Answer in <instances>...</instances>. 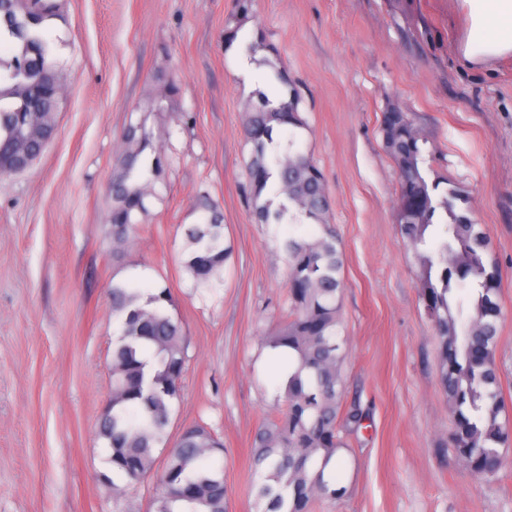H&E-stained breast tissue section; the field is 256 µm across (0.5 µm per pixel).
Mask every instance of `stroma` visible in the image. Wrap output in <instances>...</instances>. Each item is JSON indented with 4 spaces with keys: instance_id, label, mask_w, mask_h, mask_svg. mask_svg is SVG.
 I'll use <instances>...</instances> for the list:
<instances>
[{
    "instance_id": "stroma-1",
    "label": "stroma",
    "mask_w": 512,
    "mask_h": 512,
    "mask_svg": "<svg viewBox=\"0 0 512 512\" xmlns=\"http://www.w3.org/2000/svg\"><path fill=\"white\" fill-rule=\"evenodd\" d=\"M48 22L69 93L58 132L24 172L0 175V512H154L148 478L113 499L99 479L108 449L99 422L112 391L120 320L108 290L140 274L169 289L187 339L181 397L167 445L204 420L224 440L227 512H255L251 444L285 400L268 342L284 323L288 238L317 224H259L246 194L242 126L256 100L237 77L231 28L262 30L258 63L287 73L304 128L281 132L322 169L343 254L340 336L346 401L367 418L338 453L347 494L315 512H512V466L472 479L444 442L439 341L422 301L424 257L396 222L398 174L378 132L389 107L410 113L425 141L427 178L468 196L502 274L495 348L512 406V62L459 64L457 0H60ZM181 90L162 112L165 80ZM166 128L154 143L171 164L147 200L134 243L112 252L107 222L115 147L128 124ZM224 214L231 256L221 279L196 287L182 265L192 202Z\"/></svg>"
}]
</instances>
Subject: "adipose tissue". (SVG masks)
<instances>
[{
  "instance_id": "adipose-tissue-1",
  "label": "adipose tissue",
  "mask_w": 512,
  "mask_h": 512,
  "mask_svg": "<svg viewBox=\"0 0 512 512\" xmlns=\"http://www.w3.org/2000/svg\"><path fill=\"white\" fill-rule=\"evenodd\" d=\"M466 17L460 63L492 69L512 57V0H458Z\"/></svg>"
}]
</instances>
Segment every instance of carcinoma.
<instances>
[{
	"mask_svg": "<svg viewBox=\"0 0 512 512\" xmlns=\"http://www.w3.org/2000/svg\"><path fill=\"white\" fill-rule=\"evenodd\" d=\"M58 17V0H0V38L6 35L15 45L10 58H0L3 163L18 148L34 160L46 149L45 141L30 130L32 114L57 132L66 87L43 29ZM281 126L304 127L296 96L274 106L266 94H259L242 129L251 145L246 172L256 223L311 220L322 226L323 236L284 243L288 308L271 347L293 350L298 365L289 377L284 407L254 434L253 463L261 477L255 512H312L318 503L337 504L344 498L347 488L341 478H331L328 466L343 448V431L361 427L365 413L356 402L344 404L338 339L343 261L336 232L327 222L332 200L310 155L294 151L281 156L268 150L275 128ZM378 131L398 171L397 224L403 241L416 249L426 243L429 228L441 231L438 260L427 266L422 300L430 304L427 314L440 339L441 385L452 418L450 447L473 478L497 480L512 463V419L506 415L494 356L502 320L501 272L485 262L490 242L468 199L454 186L435 195L439 181H429L421 170L422 137L410 115L388 108L381 113ZM159 136L138 122L129 124L120 140L108 212L114 257L147 214L146 199L155 194L154 185L165 169V159L153 148ZM274 175L287 207L273 209L270 201H261ZM194 209L205 217L185 231L189 253L184 267L195 285L206 286L221 277L231 250L224 246L223 216L207 197H197ZM464 288L471 290L472 310L465 319L461 308H452L453 290ZM110 295L112 312L122 322L112 352V398L99 436L109 449L112 472L102 478L112 497L120 499L154 470L153 449L163 443L171 406L181 397L187 342L180 322L166 308L151 307L158 301L173 305L168 289L144 304L139 291L125 286H112ZM141 341L154 348L156 363L149 372L137 357ZM128 406L138 408L139 423L127 420ZM222 455L224 443L208 424L183 426L165 455L155 512H226L224 474L205 463Z\"/></svg>",
	"mask_w": 512,
	"mask_h": 512,
	"instance_id": "obj_1",
	"label": "carcinoma"
}]
</instances>
